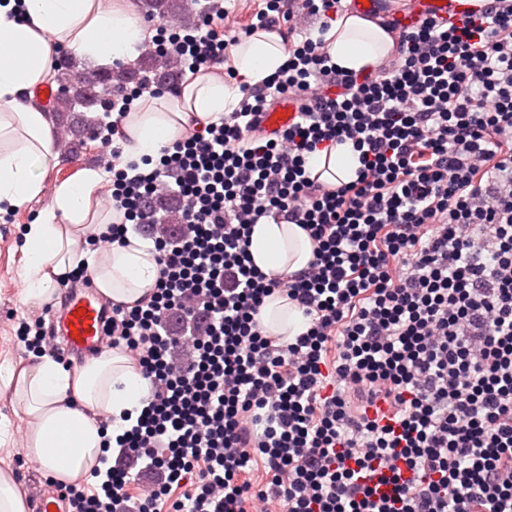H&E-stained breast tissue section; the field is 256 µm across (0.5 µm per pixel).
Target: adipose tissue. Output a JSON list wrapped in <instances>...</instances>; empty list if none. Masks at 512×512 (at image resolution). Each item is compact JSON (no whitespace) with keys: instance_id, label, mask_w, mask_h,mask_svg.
Instances as JSON below:
<instances>
[{"instance_id":"adipose-tissue-1","label":"adipose tissue","mask_w":512,"mask_h":512,"mask_svg":"<svg viewBox=\"0 0 512 512\" xmlns=\"http://www.w3.org/2000/svg\"><path fill=\"white\" fill-rule=\"evenodd\" d=\"M144 38L129 0H113L107 8L101 0H0V213L38 198L45 173L57 158L51 115L34 101L57 51L109 62L131 57ZM324 39L333 62L355 73L378 68L395 45L382 18L353 10L339 15ZM287 57L279 35L259 31L232 51L236 80L227 83L201 72L179 97L133 100L120 120L124 157L158 158L190 122L218 121L238 105L243 87L261 85ZM308 165L325 182L337 184L354 181L360 163L352 143L346 142L331 153L314 154ZM100 180L98 171L87 169L60 183L48 208L24 225V301L38 306L58 301L62 285L81 271L107 301L129 307L148 301L158 265L140 237L128 235L126 245L102 252L81 247L86 238L123 220L121 212L93 207ZM250 253L260 270L285 281L308 265L313 243L298 225L266 220L252 228ZM260 321L272 336L294 337L307 329L301 311L278 292L266 298ZM0 387L10 391L26 424L25 458L64 484L92 482L93 470H105L109 447L149 401L140 367L112 348L72 365L46 353L29 354L0 378ZM103 414L113 419L106 429L99 422Z\"/></svg>"}]
</instances>
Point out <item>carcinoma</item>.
<instances>
[{
	"label": "carcinoma",
	"mask_w": 512,
	"mask_h": 512,
	"mask_svg": "<svg viewBox=\"0 0 512 512\" xmlns=\"http://www.w3.org/2000/svg\"><path fill=\"white\" fill-rule=\"evenodd\" d=\"M143 7L152 15L164 20L177 17L186 25L194 22V16L186 0H143ZM178 63L175 58L160 53L155 42H149L141 56L133 63L116 67H101L91 74L83 73L78 60L68 54L62 55L53 70V80L60 88L58 96L45 103L43 109L49 112L59 127L66 128L71 136L67 142L70 153L84 148V132L99 124L95 116L106 106L97 88L112 92L131 89V85L151 74L157 80L171 79Z\"/></svg>",
	"instance_id": "1"
}]
</instances>
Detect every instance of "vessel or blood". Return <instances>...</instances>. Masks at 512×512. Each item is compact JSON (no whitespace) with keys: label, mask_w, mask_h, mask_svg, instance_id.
<instances>
[{"label":"vessel or blood","mask_w":512,"mask_h":512,"mask_svg":"<svg viewBox=\"0 0 512 512\" xmlns=\"http://www.w3.org/2000/svg\"><path fill=\"white\" fill-rule=\"evenodd\" d=\"M435 14L439 19L464 22L469 13L460 0H414L404 23L413 22L423 13ZM298 104L294 96L283 95L276 104L265 112L260 120L261 132L272 135L292 125L297 117ZM110 314L109 307L98 293L95 285L89 284L71 289L63 311L52 320L54 333L64 336L67 348L73 352L90 353L103 350L108 339L104 324ZM38 512H70V506L61 498L58 490L38 491L36 494Z\"/></svg>","instance_id":"1"}]
</instances>
